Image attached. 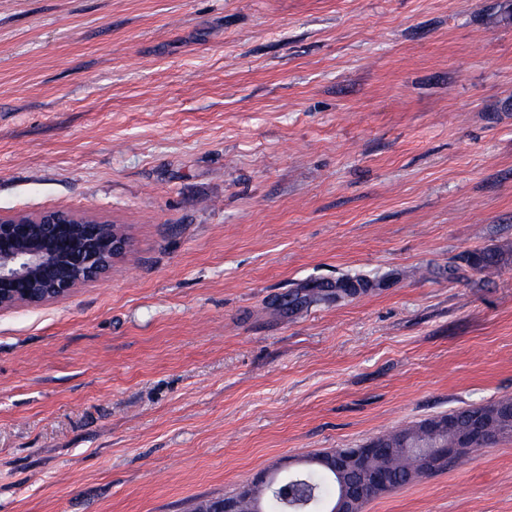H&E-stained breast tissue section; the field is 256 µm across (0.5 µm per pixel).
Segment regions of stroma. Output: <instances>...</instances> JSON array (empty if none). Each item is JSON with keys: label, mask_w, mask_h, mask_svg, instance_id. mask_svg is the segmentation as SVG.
<instances>
[{"label": "stroma", "mask_w": 512, "mask_h": 512, "mask_svg": "<svg viewBox=\"0 0 512 512\" xmlns=\"http://www.w3.org/2000/svg\"><path fill=\"white\" fill-rule=\"evenodd\" d=\"M506 3L0 0V214L132 240L0 310V512H193L512 397ZM362 512H512V437ZM373 285V281L366 277L353 276L336 281L335 285L326 287L316 286L315 288H335L336 299H338L344 296L356 295L360 291H366L368 288H372Z\"/></svg>", "instance_id": "1"}]
</instances>
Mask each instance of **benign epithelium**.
Masks as SVG:
<instances>
[{
	"mask_svg": "<svg viewBox=\"0 0 512 512\" xmlns=\"http://www.w3.org/2000/svg\"><path fill=\"white\" fill-rule=\"evenodd\" d=\"M131 250L125 227L97 216L77 214L54 208L35 215L0 214V309L19 306L35 307L69 296L76 288L105 278L112 265ZM489 424L479 419L458 427L449 419L433 425L438 433H453L448 442L432 449L425 467L435 472L464 448L477 450L512 436V430L498 434L488 432ZM383 443L375 439L363 448H337L326 462L332 471H348L362 466L382 451ZM384 473L373 471L370 482H348L339 490L331 512H352L357 497L385 485ZM276 476L264 474L243 484L236 494L212 503L211 512H240L242 503L253 501L254 510L262 512L257 491L271 490Z\"/></svg>",
	"mask_w": 512,
	"mask_h": 512,
	"instance_id": "1",
	"label": "benign epithelium"
}]
</instances>
